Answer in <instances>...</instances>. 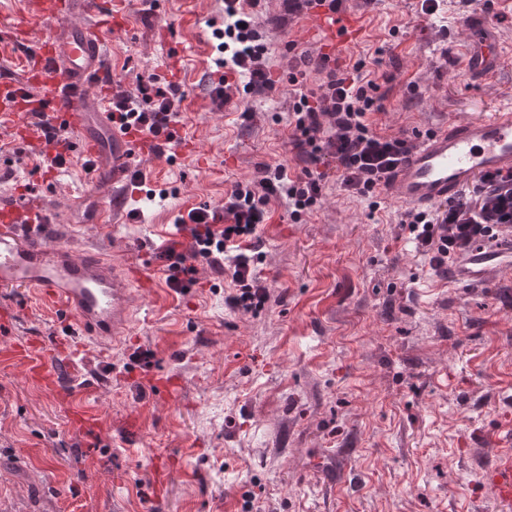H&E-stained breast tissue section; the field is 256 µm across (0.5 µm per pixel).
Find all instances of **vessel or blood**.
<instances>
[{
  "instance_id": "obj_1",
  "label": "vessel or blood",
  "mask_w": 512,
  "mask_h": 512,
  "mask_svg": "<svg viewBox=\"0 0 512 512\" xmlns=\"http://www.w3.org/2000/svg\"><path fill=\"white\" fill-rule=\"evenodd\" d=\"M28 19L39 24L42 37L23 61L24 79L0 78V115L20 118V140L43 148L44 137L25 123L31 112L46 111L53 124L72 134L71 155L85 159L104 181L93 191L127 195L138 157L152 147L169 143L178 151L190 145L180 135H151L141 128L113 125L108 103L95 92L108 84L111 65L100 45L105 29L121 27L125 0H29ZM475 37L463 60L466 71L480 79L497 73L501 57L489 19L474 15ZM306 30L316 37L323 54L342 55L363 31L359 17L326 8L311 12ZM110 129L112 150L100 149L94 131ZM512 171V108L488 118L453 121L419 132L405 159L392 172L386 193L400 206L428 208L454 201L483 174ZM56 227L44 212L22 200H0V289L27 288L64 317L66 340L47 349L37 343L8 341L7 314H0V357L25 362L26 376L69 397L70 380L80 346L70 344L83 336L107 352L122 346L134 320L129 305L131 288L156 287L155 278L134 267L111 261L80 244L55 239ZM512 270V229L501 228L496 238L478 243L448 269L455 285L470 287L488 280L491 273ZM74 427L95 438L102 426L93 409L73 405ZM504 449L476 475L499 512H512V430L503 438Z\"/></svg>"
}]
</instances>
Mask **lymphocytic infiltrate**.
<instances>
[{"label":"lymphocytic infiltrate","mask_w":512,"mask_h":512,"mask_svg":"<svg viewBox=\"0 0 512 512\" xmlns=\"http://www.w3.org/2000/svg\"><path fill=\"white\" fill-rule=\"evenodd\" d=\"M262 0H224V75L217 89L220 105L243 93L272 90L276 81L268 63V40L258 21ZM301 67L290 82L306 78L314 66L325 79L318 90L297 88L289 114V144L300 168L290 175L284 165L258 166L250 179L236 182L224 197V221L210 223L206 208L177 216L181 233L161 253L167 283L183 291L196 281L197 262H204L229 278L233 287L230 308L253 311L268 301L258 265L263 257L259 226L268 220L271 200L286 201L293 220H301L321 201L328 179L344 191L374 200L389 172L410 150L408 139L374 132L366 116L383 109L374 81L359 67L331 62L326 55L299 58ZM180 86H158L155 76L139 79L134 90L113 94L112 121L126 128L138 124L152 134L174 130L182 121ZM512 225V173L483 175L476 188L458 200L431 211L405 210L402 227L432 269L447 276L448 265L472 245L495 235L498 226Z\"/></svg>","instance_id":"obj_1"}]
</instances>
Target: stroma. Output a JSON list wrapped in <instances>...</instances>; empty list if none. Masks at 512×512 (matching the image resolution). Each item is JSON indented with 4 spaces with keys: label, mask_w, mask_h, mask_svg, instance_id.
<instances>
[{
    "label": "stroma",
    "mask_w": 512,
    "mask_h": 512,
    "mask_svg": "<svg viewBox=\"0 0 512 512\" xmlns=\"http://www.w3.org/2000/svg\"><path fill=\"white\" fill-rule=\"evenodd\" d=\"M221 0H127L125 28L106 34L112 87L139 76L183 73L179 128L192 154L142 162L137 200L112 221L64 223L65 232L116 260L157 257L175 219L223 201L258 165L299 169L289 145L288 81L294 52L318 53L304 16L267 0L273 90L218 107L210 74L222 52L212 36ZM367 29L348 64L385 94L368 121L411 138L420 129L512 107V8L494 4L502 66L476 81L463 67L470 31L448 0L433 15L421 0H345ZM14 122L0 119V164L14 178L0 198L26 194L60 218L88 189L79 161L54 184L37 170ZM260 228L261 276L270 299L258 312L230 309L228 281L198 263V285L178 293L133 291L129 345L89 349L79 395L103 421L95 447L70 422L71 405L0 360V512H497L476 473L500 450L512 415V275L453 288L409 243L400 207L376 205L328 180L319 205L292 221L271 201ZM13 339L48 344L57 315L25 288L0 292ZM152 358L143 359L142 350ZM178 376L173 399L151 389ZM142 426L124 438L129 415ZM172 460L166 493L152 488L153 457Z\"/></svg>",
    "instance_id": "35a3bbf8"
}]
</instances>
